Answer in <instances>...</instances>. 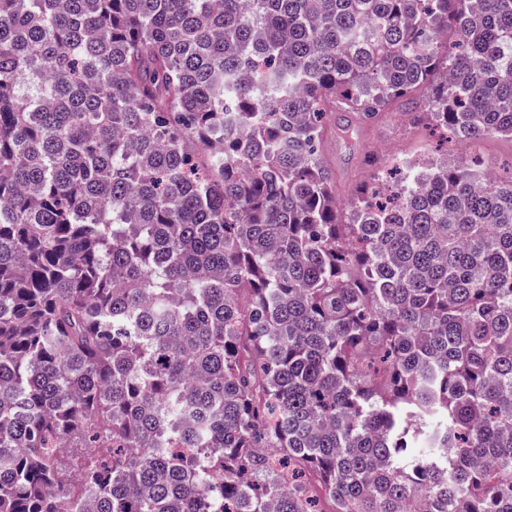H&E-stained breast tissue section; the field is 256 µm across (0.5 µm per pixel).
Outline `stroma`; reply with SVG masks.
Segmentation results:
<instances>
[{
	"instance_id": "stroma-1",
	"label": "stroma",
	"mask_w": 512,
	"mask_h": 512,
	"mask_svg": "<svg viewBox=\"0 0 512 512\" xmlns=\"http://www.w3.org/2000/svg\"><path fill=\"white\" fill-rule=\"evenodd\" d=\"M400 102L383 112L374 123L361 122L356 113L339 112L325 134L322 156L336 176V194L347 198L372 173L366 159L370 155L402 159L434 157L452 164L479 161L501 177L512 175V139L491 134L473 147H464L455 137L441 138L432 131L415 127Z\"/></svg>"
}]
</instances>
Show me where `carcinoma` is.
<instances>
[{
    "instance_id": "1",
    "label": "carcinoma",
    "mask_w": 512,
    "mask_h": 512,
    "mask_svg": "<svg viewBox=\"0 0 512 512\" xmlns=\"http://www.w3.org/2000/svg\"><path fill=\"white\" fill-rule=\"evenodd\" d=\"M397 100L512 139V0H0V512H512V180L344 221Z\"/></svg>"
}]
</instances>
